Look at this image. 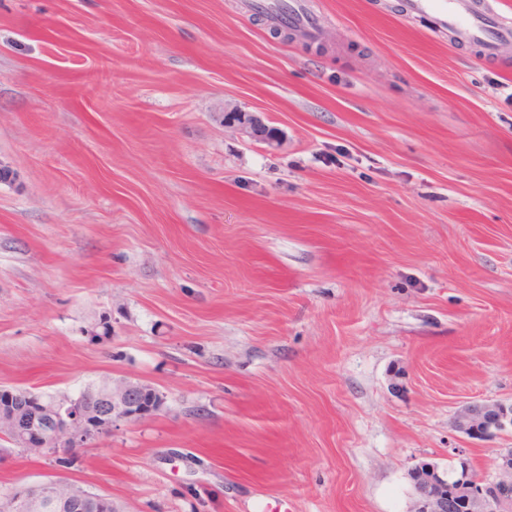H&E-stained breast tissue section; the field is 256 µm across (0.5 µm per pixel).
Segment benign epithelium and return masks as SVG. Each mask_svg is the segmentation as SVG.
Masks as SVG:
<instances>
[{"mask_svg": "<svg viewBox=\"0 0 512 512\" xmlns=\"http://www.w3.org/2000/svg\"><path fill=\"white\" fill-rule=\"evenodd\" d=\"M225 126L251 140L270 146L278 137L260 134L265 127L255 113L237 111ZM164 397L155 388L139 382L93 387L77 398L54 403L38 393L16 387H0V436L17 448L41 455L59 447L81 448L118 420H136L160 411ZM512 427V406L499 402L470 403L458 415L455 427L467 435L491 436ZM459 467L452 477L441 475L422 460L408 470L414 492V512H512V450L499 448L493 458V477L472 475L465 449L453 448ZM66 482L57 477L38 485L15 489L13 512H110L112 499L83 490L61 498L56 489Z\"/></svg>", "mask_w": 512, "mask_h": 512, "instance_id": "obj_1", "label": "benign epithelium"}]
</instances>
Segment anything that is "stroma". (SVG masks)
Here are the masks:
<instances>
[{
  "instance_id": "1",
  "label": "stroma",
  "mask_w": 512,
  "mask_h": 512,
  "mask_svg": "<svg viewBox=\"0 0 512 512\" xmlns=\"http://www.w3.org/2000/svg\"><path fill=\"white\" fill-rule=\"evenodd\" d=\"M0 0V385L165 402L71 451L0 437V493L115 512H411L407 473L512 404V42L406 0ZM236 106L277 147L224 125ZM292 8L293 19L297 28L307 37L315 39L319 36V26L317 22L303 9L300 0H292L288 2ZM512 427V406L499 402L470 403L458 415L455 427L467 435L491 436ZM63 483L67 480L56 477L38 485L15 489L9 506L17 512H114L111 498L103 495L79 490L69 498H60L56 489Z\"/></svg>"
}]
</instances>
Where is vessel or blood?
Returning a JSON list of instances; mask_svg holds the SVG:
<instances>
[{"mask_svg":"<svg viewBox=\"0 0 512 512\" xmlns=\"http://www.w3.org/2000/svg\"><path fill=\"white\" fill-rule=\"evenodd\" d=\"M290 6L297 28L307 37L317 38L319 26L305 12L301 0H291ZM406 11L428 18L435 29L451 31L463 41L483 44L490 53L499 42L512 39V21L478 8L474 0H407Z\"/></svg>","mask_w":512,"mask_h":512,"instance_id":"b4317fda","label":"vessel or blood"}]
</instances>
